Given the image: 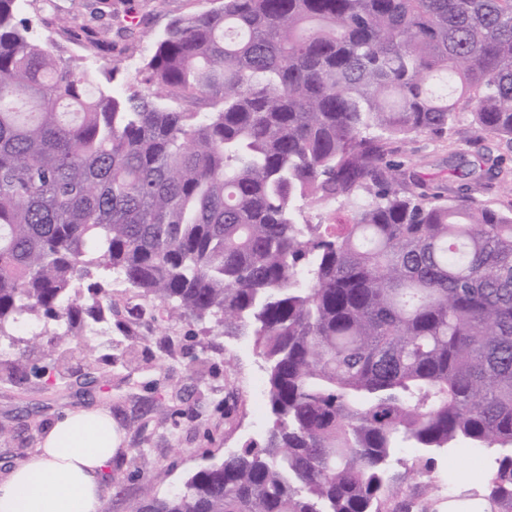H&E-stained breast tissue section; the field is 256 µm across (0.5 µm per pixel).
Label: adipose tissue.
I'll return each mask as SVG.
<instances>
[{"label": "adipose tissue", "instance_id": "1", "mask_svg": "<svg viewBox=\"0 0 512 512\" xmlns=\"http://www.w3.org/2000/svg\"><path fill=\"white\" fill-rule=\"evenodd\" d=\"M118 443L104 409L69 411L47 428L29 459L0 479V512H99Z\"/></svg>", "mask_w": 512, "mask_h": 512}]
</instances>
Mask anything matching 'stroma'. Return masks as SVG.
I'll use <instances>...</instances> for the list:
<instances>
[{"label": "stroma", "mask_w": 512, "mask_h": 512, "mask_svg": "<svg viewBox=\"0 0 512 512\" xmlns=\"http://www.w3.org/2000/svg\"><path fill=\"white\" fill-rule=\"evenodd\" d=\"M28 0L24 17L50 37L54 57L95 66L99 58L50 29L52 16L91 22L102 48L111 49L116 72L109 86L119 92L143 87V63L153 38L175 19L205 11L216 0ZM495 139L477 132L471 113L461 112L441 137L421 134L398 143L393 155L405 178L453 197L458 170L485 154L498 155ZM29 361L57 364L55 382L31 376L7 381L0 364V428L11 441L0 447V477L38 447L44 431L68 410L100 407L122 434L101 492V512H134L146 483L159 494L181 487L200 467L224 458L258 437L269 418L266 396L254 393L264 380L252 337L221 335L213 324L170 321L151 325L129 318L126 328L101 330L85 348L73 336L42 337L28 347ZM174 404L176 418L161 408ZM148 457L152 470L140 467Z\"/></svg>", "instance_id": "obj_1"}]
</instances>
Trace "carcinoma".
I'll list each match as a JSON object with an SVG mask.
<instances>
[{"mask_svg": "<svg viewBox=\"0 0 512 512\" xmlns=\"http://www.w3.org/2000/svg\"><path fill=\"white\" fill-rule=\"evenodd\" d=\"M24 2L0 0V337L112 327L84 280L115 275L264 363L261 441L135 512H420L460 442L487 466L448 501L512 512V212L389 160L466 108L512 152V0H220L155 37V90L128 94L99 85L110 58L57 61ZM332 204L345 223L304 219Z\"/></svg>", "mask_w": 512, "mask_h": 512, "instance_id": "cac0c4a2", "label": "carcinoma"}]
</instances>
